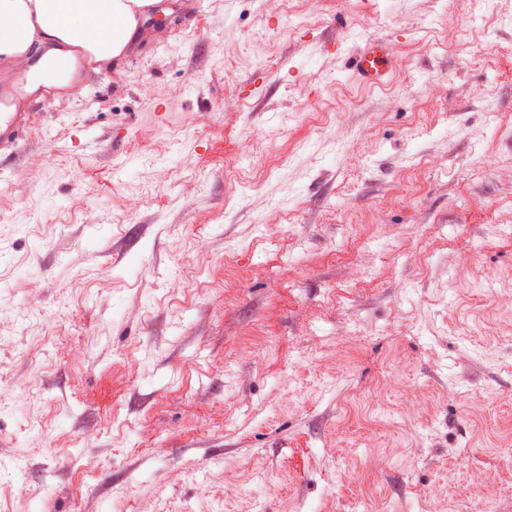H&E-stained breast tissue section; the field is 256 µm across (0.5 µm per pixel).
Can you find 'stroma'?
I'll return each mask as SVG.
<instances>
[{"instance_id": "1", "label": "stroma", "mask_w": 512, "mask_h": 512, "mask_svg": "<svg viewBox=\"0 0 512 512\" xmlns=\"http://www.w3.org/2000/svg\"><path fill=\"white\" fill-rule=\"evenodd\" d=\"M80 77L0 146V512H512V0H177ZM391 65L386 48L381 40L369 39L356 54L348 57L346 70L353 76L373 85L385 83Z\"/></svg>"}]
</instances>
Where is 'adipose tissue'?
Masks as SVG:
<instances>
[{
	"label": "adipose tissue",
	"instance_id": "1",
	"mask_svg": "<svg viewBox=\"0 0 512 512\" xmlns=\"http://www.w3.org/2000/svg\"><path fill=\"white\" fill-rule=\"evenodd\" d=\"M170 15L167 0H0V75L26 92L75 95L83 65H112L136 43L150 13Z\"/></svg>",
	"mask_w": 512,
	"mask_h": 512
}]
</instances>
